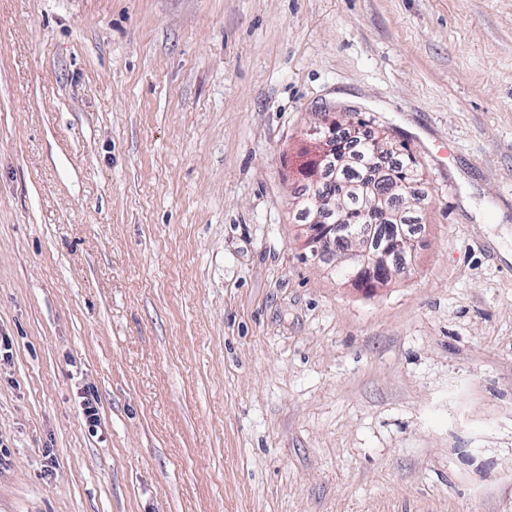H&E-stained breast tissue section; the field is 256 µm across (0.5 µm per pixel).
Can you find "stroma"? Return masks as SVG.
Returning a JSON list of instances; mask_svg holds the SVG:
<instances>
[{
    "mask_svg": "<svg viewBox=\"0 0 512 512\" xmlns=\"http://www.w3.org/2000/svg\"><path fill=\"white\" fill-rule=\"evenodd\" d=\"M324 112L421 165L379 288ZM505 248L512 0H0V512H512ZM319 129L325 132V135L315 140V152L317 154V161L321 163L329 159L330 150L332 148L331 139L333 138L336 130V119L335 116L330 113L324 115L321 122L319 123ZM385 138L370 136L360 139L354 150H349L345 144L346 137L340 131L336 132V160L327 167L322 165V186L328 194H335L336 199L342 197L343 209L340 214L339 230L336 224H315L314 229L309 224L307 211L302 205L299 213L306 225V246L312 255L318 257L330 250H336V233L347 248L343 251L346 266L351 270L366 266L369 261L375 270L388 275V279L406 272L405 266L393 268L388 263L387 254L374 252L369 254L363 249L362 241L368 239L363 228H353L350 224H374L376 241L374 248H386L394 255L406 253L410 249L411 241L416 234L417 217L410 211L411 205L403 209L399 221L395 216L398 208L389 198L377 204L364 202L359 193V185L365 179L364 166L377 161L375 149L388 145ZM370 258V259H369ZM336 276L353 281L360 288H375L377 283H386L387 279L381 273L375 272L367 267L359 271H348L343 268H336Z\"/></svg>",
    "mask_w": 512,
    "mask_h": 512,
    "instance_id": "obj_1",
    "label": "stroma"
}]
</instances>
